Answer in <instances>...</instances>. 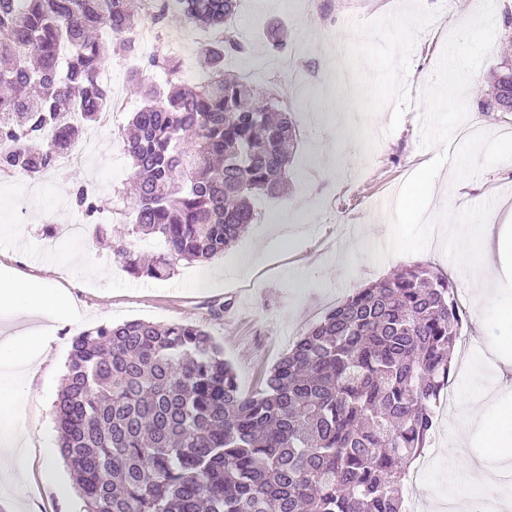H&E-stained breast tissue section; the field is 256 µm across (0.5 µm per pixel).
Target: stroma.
I'll return each mask as SVG.
<instances>
[{
    "label": "stroma",
    "instance_id": "1",
    "mask_svg": "<svg viewBox=\"0 0 512 512\" xmlns=\"http://www.w3.org/2000/svg\"><path fill=\"white\" fill-rule=\"evenodd\" d=\"M480 0H303L296 10L269 9L267 0H240L235 25L246 50L224 58L227 70L248 73L269 56L273 29L286 35V53L295 55V73L269 71L265 90L280 93L296 83L280 105L292 112L300 134L288 189L277 199L257 202L260 217L224 255L179 262L167 279L128 272L109 249L83 241L86 262L64 257L74 243L58 218L55 202L72 197L79 185L98 184V206L111 212L107 226L131 223L126 184L130 169L122 129L143 102L130 79L133 59L113 56L104 81L122 90L126 106L112 118L85 163L59 178L45 176L43 191L16 198L0 183V265L20 278L69 293L75 309L62 317L37 361L15 379L26 392L25 427L32 449L23 462L28 482L0 484V512H83L77 492L60 497L56 485L73 477L61 457L48 456L58 444L53 402L63 382L73 336L105 323L147 320L203 326L224 347L239 387L251 392L296 339L341 300L379 281L414 259L430 261L453 279L466 312L464 329L475 341L471 352L455 351L452 401H440L438 423L422 455L428 464L424 486L416 488L419 512H440L443 493L457 480L453 457L460 396L478 376L491 377L493 348L512 343V326L499 311L512 307V266L493 284L495 300L474 308L470 277L460 266V241L473 214L504 203L512 207V163H501L476 178L454 182L450 168L438 175L427 217L430 242L418 255L387 252L391 221L383 199L427 164L438 150L421 145L423 93L431 84L445 42L473 17ZM177 42L165 48L182 66L176 81H197L195 61L211 39L208 30L180 21L169 25ZM497 28L492 49L472 77L466 97V125L473 131L512 134V114L481 111L479 103L511 38ZM385 248L376 260L377 248ZM229 303L222 317L210 307Z\"/></svg>",
    "mask_w": 512,
    "mask_h": 512
}]
</instances>
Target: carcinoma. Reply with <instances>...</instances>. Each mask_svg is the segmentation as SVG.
<instances>
[{
	"instance_id": "1",
	"label": "carcinoma",
	"mask_w": 512,
	"mask_h": 512,
	"mask_svg": "<svg viewBox=\"0 0 512 512\" xmlns=\"http://www.w3.org/2000/svg\"><path fill=\"white\" fill-rule=\"evenodd\" d=\"M175 14L217 31L207 80L161 91L127 124L131 232L164 250L130 272L165 278L179 261L224 254L256 223L258 196L288 184L297 127L270 93L224 71L237 0H174ZM129 0H0V171H53L108 108L98 77L134 52ZM492 74L485 112L512 92ZM466 314L455 284L427 261L406 264L330 309L246 394L200 325L131 320L71 339L55 400L59 447L84 512H405L404 483L437 426L451 351Z\"/></svg>"
}]
</instances>
